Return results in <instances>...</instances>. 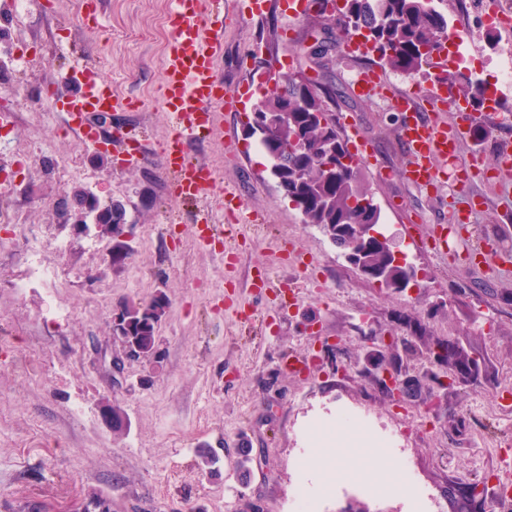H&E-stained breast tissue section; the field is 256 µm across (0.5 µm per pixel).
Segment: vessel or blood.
<instances>
[{"mask_svg": "<svg viewBox=\"0 0 512 512\" xmlns=\"http://www.w3.org/2000/svg\"><path fill=\"white\" fill-rule=\"evenodd\" d=\"M219 5L220 0H176L170 16L172 38L163 66L161 101L172 133L158 154L159 167L170 182L174 200L188 207L203 241L224 232L223 225L213 221L215 212H223L226 223H231L245 207L241 194L222 186L216 168L198 153L207 134L214 132L221 112L237 111L242 101L239 90L225 87L215 68L224 51V32L207 26L205 19ZM79 73L82 80L78 91L59 95L58 100L61 111L69 117L70 130L80 140L94 142L100 138L94 116L122 111L123 104L113 97L111 82L95 64L84 63ZM386 88L380 73L372 68L357 74L352 82L354 93L365 100L382 96ZM427 100L430 108L424 111L415 97L396 94L392 107L404 115L398 128L407 154L402 180L436 191L447 178H459L467 170V163L460 160L461 145L488 115L464 110L450 123L440 116L448 99L431 93ZM116 138L123 145L121 165H137L146 153L145 146L121 131ZM483 205L481 197L471 196L456 209L453 223L431 226L429 236L437 255L461 258L473 266L496 265V255L470 248L459 232L460 226L473 224Z\"/></svg>", "mask_w": 512, "mask_h": 512, "instance_id": "b4317fda", "label": "vessel or blood"}]
</instances>
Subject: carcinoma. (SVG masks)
<instances>
[{
  "label": "carcinoma",
  "mask_w": 512,
  "mask_h": 512,
  "mask_svg": "<svg viewBox=\"0 0 512 512\" xmlns=\"http://www.w3.org/2000/svg\"><path fill=\"white\" fill-rule=\"evenodd\" d=\"M347 9L323 18V40L315 56L342 48L344 40L364 29L373 35L372 50L389 67L412 74L441 67L430 50L449 39L448 18L426 10L424 0H347ZM462 91L480 110L485 90L471 80ZM347 101L343 87L331 80L315 88L280 75L257 99L270 112V126L252 127L250 136L267 158L268 169L284 197L337 246L348 249L350 240L336 238V225L380 226L381 210L360 185V167L336 129L327 102ZM371 267L387 265L386 246L374 244L363 255ZM125 336L145 354L157 346V329L165 319L169 300L164 294L122 305Z\"/></svg>",
  "instance_id": "carcinoma-1"
}]
</instances>
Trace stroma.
Wrapping results in <instances>:
<instances>
[{"label": "stroma", "instance_id": "stroma-1", "mask_svg": "<svg viewBox=\"0 0 512 512\" xmlns=\"http://www.w3.org/2000/svg\"><path fill=\"white\" fill-rule=\"evenodd\" d=\"M173 0H98L89 19L83 0H29L18 27L33 61L31 89L10 137L16 151L44 143L69 157L81 176L69 190L93 188L125 203L121 237L79 234L52 206L60 190L42 164L24 170L39 194L24 213L33 236L67 241L58 260L61 291L40 283L24 294L12 284L26 272L10 228L0 225V512H83L93 499L112 512H289L298 488L321 498V512H484L470 484L512 470V408L499 393L512 388V239L499 252L498 272L437 258L427 227L447 221L454 198L477 194L485 207L475 221L488 234L512 235V174L480 176L435 194L406 185V162L388 102L353 100V114L376 160L362 180L382 211L381 228L418 271L397 291L363 276L276 188L249 111L227 112L202 155L222 184L237 188L260 221L221 245L203 244L154 164L117 168L112 143L105 157L76 150L67 117L48 97L76 59L100 65L127 108L116 126L161 149L170 123L161 104L162 58L169 43ZM224 30L217 66L230 88L252 78L255 55L295 73L308 71L304 42L315 13L289 24L286 0H265L262 12L239 17L236 5L210 14ZM363 68L381 71L394 90L398 72L374 54H330L328 73L340 85ZM236 149L224 151L225 140ZM512 149V86L502 87L496 112L463 157ZM393 179L382 180L380 170ZM292 245L300 260L277 261ZM274 282L301 281L291 305L276 292L251 288L259 272ZM164 293L170 301L159 329L158 361L128 364L120 383L103 364L119 354L112 315L126 299ZM73 317L55 323L58 307ZM402 337L388 351L390 337ZM479 360L477 379L441 387L432 346L441 338ZM414 378L417 392L395 400L377 374L386 363ZM120 407L129 428L115 436L104 405ZM348 418L372 440L392 436L391 464L410 472L401 490L377 489L364 475L372 463L351 449L345 476L324 481L314 463L316 436ZM216 452L218 472L203 474L200 450ZM251 471L241 481L239 463Z\"/></svg>", "mask_w": 512, "mask_h": 512}]
</instances>
